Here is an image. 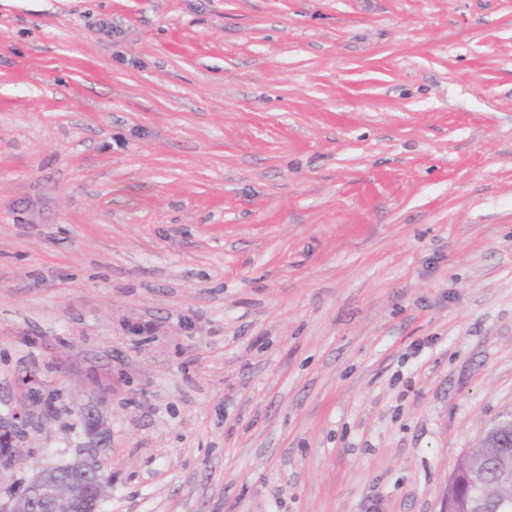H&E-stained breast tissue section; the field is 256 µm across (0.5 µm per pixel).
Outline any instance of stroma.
Wrapping results in <instances>:
<instances>
[{"mask_svg":"<svg viewBox=\"0 0 512 512\" xmlns=\"http://www.w3.org/2000/svg\"><path fill=\"white\" fill-rule=\"evenodd\" d=\"M103 512H443L512 411V0H0V409Z\"/></svg>","mask_w":512,"mask_h":512,"instance_id":"35a3bbf8","label":"stroma"}]
</instances>
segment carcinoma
Masks as SVG:
<instances>
[{
	"label": "carcinoma",
	"instance_id": "cac0c4a2",
	"mask_svg": "<svg viewBox=\"0 0 512 512\" xmlns=\"http://www.w3.org/2000/svg\"><path fill=\"white\" fill-rule=\"evenodd\" d=\"M512 512V438L507 447L486 445L477 456L465 454L455 463L446 484L448 512Z\"/></svg>",
	"mask_w": 512,
	"mask_h": 512
}]
</instances>
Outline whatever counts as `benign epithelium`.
<instances>
[{
    "label": "benign epithelium",
    "mask_w": 512,
    "mask_h": 512,
    "mask_svg": "<svg viewBox=\"0 0 512 512\" xmlns=\"http://www.w3.org/2000/svg\"><path fill=\"white\" fill-rule=\"evenodd\" d=\"M92 419L93 433L88 444L70 459L56 464V468L70 472L67 480L60 482L49 474V467L35 469L31 478L12 486L0 497V512H35L37 504L52 508L53 512H99L100 505L109 495L112 480L102 474L96 442L110 436L106 416L101 405L93 404L86 410ZM31 411L24 405L0 411V435H4V448L0 450V480L6 481L21 463L25 449L12 435L30 421Z\"/></svg>",
    "instance_id": "benign-epithelium-1"
}]
</instances>
